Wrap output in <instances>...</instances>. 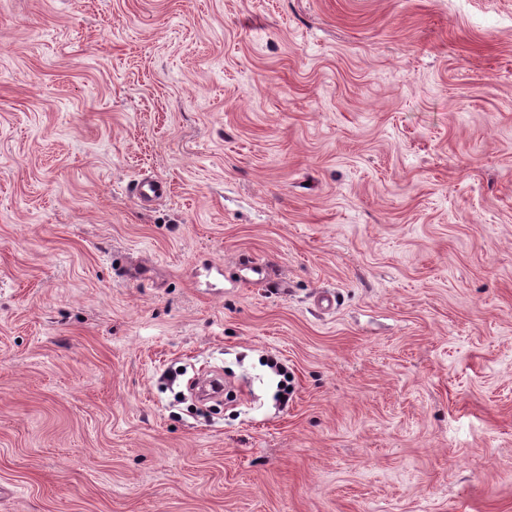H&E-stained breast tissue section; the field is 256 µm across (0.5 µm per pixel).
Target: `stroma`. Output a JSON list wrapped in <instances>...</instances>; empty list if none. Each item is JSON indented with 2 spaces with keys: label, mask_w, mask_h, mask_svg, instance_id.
Listing matches in <instances>:
<instances>
[{
  "label": "stroma",
  "mask_w": 512,
  "mask_h": 512,
  "mask_svg": "<svg viewBox=\"0 0 512 512\" xmlns=\"http://www.w3.org/2000/svg\"><path fill=\"white\" fill-rule=\"evenodd\" d=\"M0 512H512V0H0Z\"/></svg>",
  "instance_id": "obj_1"
}]
</instances>
